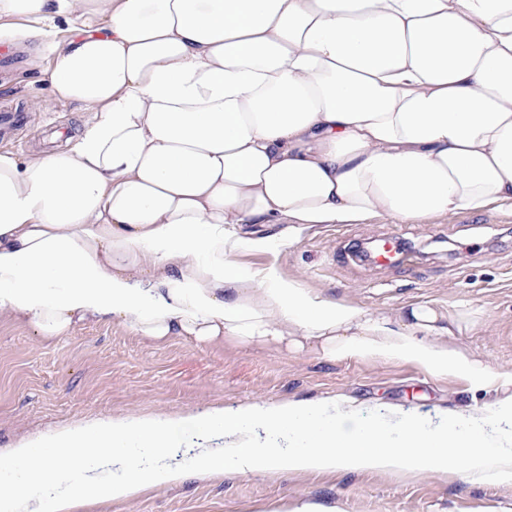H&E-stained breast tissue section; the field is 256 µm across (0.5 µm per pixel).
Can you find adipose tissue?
<instances>
[{
	"instance_id": "adipose-tissue-1",
	"label": "adipose tissue",
	"mask_w": 512,
	"mask_h": 512,
	"mask_svg": "<svg viewBox=\"0 0 512 512\" xmlns=\"http://www.w3.org/2000/svg\"><path fill=\"white\" fill-rule=\"evenodd\" d=\"M51 47L50 99L89 111L54 149L0 151V313L46 339L112 323L164 343L225 340L411 362L507 387L427 304L374 314L238 253L329 224L512 211V0H0V40ZM191 418L79 422L15 445L0 512H69L233 471L447 470L512 483V394L362 425L345 397ZM191 421L195 438L171 433ZM309 424L311 446L262 435ZM129 438L146 462L116 455ZM117 470L113 479L104 474ZM76 481H68V474ZM40 487L42 496L31 494Z\"/></svg>"
}]
</instances>
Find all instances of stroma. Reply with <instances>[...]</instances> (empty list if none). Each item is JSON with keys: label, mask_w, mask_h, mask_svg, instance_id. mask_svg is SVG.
Here are the masks:
<instances>
[{"label": "stroma", "mask_w": 512, "mask_h": 512, "mask_svg": "<svg viewBox=\"0 0 512 512\" xmlns=\"http://www.w3.org/2000/svg\"><path fill=\"white\" fill-rule=\"evenodd\" d=\"M12 65H0V111L21 112L25 124L7 150L50 148L51 135L85 120L81 104L51 102L41 69L51 52L40 40H17ZM396 234L409 261L382 268L350 258L354 243ZM237 261L258 271L295 275L323 297L346 298L371 310L432 305L440 315L473 314L453 341L477 353L496 374L512 375V214L460 212L421 224L385 219L330 224ZM493 384L474 389L466 378L438 379L410 363L376 359L327 362L310 350L272 352L233 342L198 347L155 343L109 324H84L44 339L0 314V454L60 426L147 412L186 416L248 403L325 400L348 395L370 422L390 406L434 415L446 402L484 407L501 396ZM512 512V486L495 485L459 468L414 477L373 473H226L161 484L127 499H102L75 512Z\"/></svg>", "instance_id": "stroma-1"}]
</instances>
